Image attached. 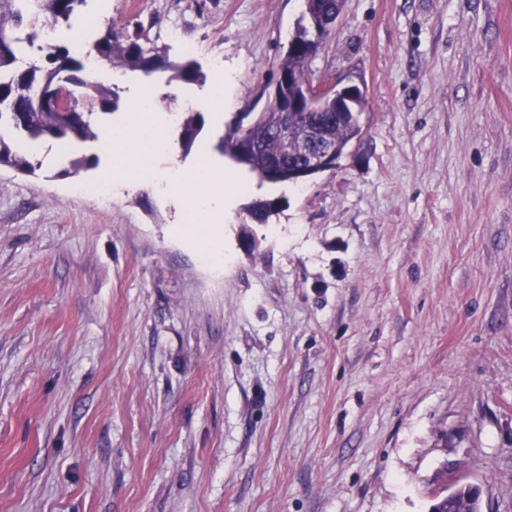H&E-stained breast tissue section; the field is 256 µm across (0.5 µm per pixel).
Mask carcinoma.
<instances>
[{"label":"carcinoma","mask_w":512,"mask_h":512,"mask_svg":"<svg viewBox=\"0 0 512 512\" xmlns=\"http://www.w3.org/2000/svg\"><path fill=\"white\" fill-rule=\"evenodd\" d=\"M22 0H0V33L11 36L10 57L0 60V95L11 96L20 101L25 99L26 82L46 87L56 86L73 78L78 79L77 99L91 109L84 122L75 128L51 121L44 112H25L11 122L8 114L0 112V125L10 127L15 134L12 140L0 137V166L7 165L15 170L33 173L38 162L27 146L42 140L70 143L77 140L93 143L100 139L93 127L92 119L98 114L110 115L118 110L119 93L110 84L85 78L87 67L82 56L75 53L68 40L67 32L72 28L71 18L85 0H29V6L21 7ZM344 0H304V15L297 22L287 51L278 60L277 75L273 83L279 92H288L292 97L301 92V85L291 82L282 85L288 76L298 72L309 76L306 57L312 46L306 27V14L318 9L326 13L340 14ZM45 23L52 24L59 31V37L50 44L41 56L39 63L29 66L28 81L18 78L15 63L21 56L22 41L19 34L29 31L26 41L33 40ZM143 24L129 20L117 23L110 20L109 40L95 44L99 57L112 65L145 74L169 73L168 82L194 83L204 81V74L192 59L171 62L156 49L146 48L142 43ZM315 119L326 129L339 150L348 148L359 139V126L349 112L297 113L290 135L295 142L302 141L307 134L309 120ZM204 127L203 115L189 111L179 122L180 143L186 151H191ZM245 139L258 141V148L251 152L239 165L254 173L257 178L272 184H286L288 178L270 176L271 167L279 162L292 161L284 156L280 134V112L275 103L269 101L260 112H243L232 118L225 126L218 149L232 159ZM97 163V156L81 151L74 153L67 173H78ZM448 487H441L431 493L442 512H476L477 499L469 488L458 484L453 498H448Z\"/></svg>","instance_id":"1"}]
</instances>
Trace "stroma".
I'll return each instance as SVG.
<instances>
[{
    "instance_id": "obj_1",
    "label": "stroma",
    "mask_w": 512,
    "mask_h": 512,
    "mask_svg": "<svg viewBox=\"0 0 512 512\" xmlns=\"http://www.w3.org/2000/svg\"><path fill=\"white\" fill-rule=\"evenodd\" d=\"M302 6L80 7L172 60L179 27L205 83L122 72L118 113L148 80L205 126L164 154L138 128L77 175L54 141L0 167V512H427L447 469L512 512V0H345L309 69L364 82V134L299 186L243 172L217 269L165 175L237 169L216 145ZM113 166L133 188L77 193Z\"/></svg>"
}]
</instances>
